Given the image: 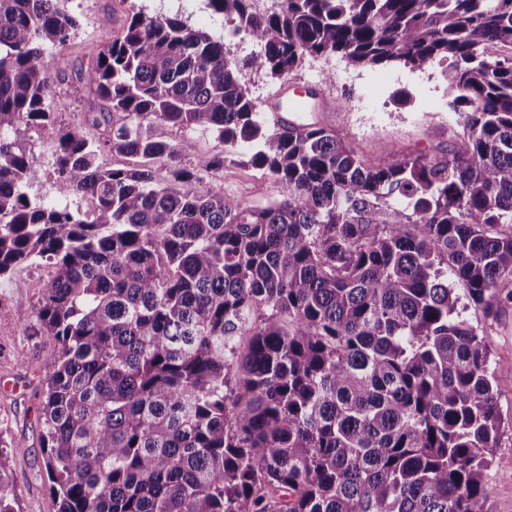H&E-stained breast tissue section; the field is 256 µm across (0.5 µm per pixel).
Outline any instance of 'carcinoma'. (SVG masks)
I'll return each mask as SVG.
<instances>
[{
	"label": "carcinoma",
	"mask_w": 512,
	"mask_h": 512,
	"mask_svg": "<svg viewBox=\"0 0 512 512\" xmlns=\"http://www.w3.org/2000/svg\"><path fill=\"white\" fill-rule=\"evenodd\" d=\"M255 2L208 0L261 46L243 62L177 15L105 29L82 75L99 111L58 132L75 202L48 206L27 146L78 24L64 0H0V283L49 269L24 330L58 345L38 405L57 512H490L506 380L465 311L512 309V54L488 52L512 51V0ZM324 55L445 63L467 140L375 163L260 117L243 69ZM196 131L224 152L183 163ZM240 153L282 199L204 188Z\"/></svg>",
	"instance_id": "1"
}]
</instances>
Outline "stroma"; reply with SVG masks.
Masks as SVG:
<instances>
[{
  "label": "stroma",
  "mask_w": 512,
  "mask_h": 512,
  "mask_svg": "<svg viewBox=\"0 0 512 512\" xmlns=\"http://www.w3.org/2000/svg\"><path fill=\"white\" fill-rule=\"evenodd\" d=\"M66 7L80 27L50 58L59 74L49 98L57 126L73 125L92 109L94 97L80 74L94 64L104 26L120 32L133 12L179 15L192 29L223 41L238 60L257 50L252 40L234 33L223 16L214 14L207 0H67ZM425 74V69L404 66L354 69L329 56L305 58L284 81L251 69L243 70L241 80L262 113L283 82L294 83L302 92L325 91L332 110L320 116L321 125L334 129L358 156L378 163L394 153L442 157L459 148L463 118L448 110L443 93L419 96L417 80ZM398 90L415 94V102L395 101ZM56 147L54 128L33 131L30 148L39 179L28 190L31 200L54 205L72 200L53 168ZM207 184L255 208L268 206L283 193L264 170L238 162L226 164ZM46 281V269L33 265L0 285V472L17 493L18 512H57L43 466L38 419L39 396L55 369L57 345L48 336L26 335L21 321L37 306ZM466 315L472 324L485 328L491 367L505 380L497 396L500 435L486 488L491 512H512V386L507 383L512 376V315L492 325L479 307H469ZM19 441L24 447L18 451L14 445Z\"/></svg>",
  "instance_id": "obj_1"
}]
</instances>
